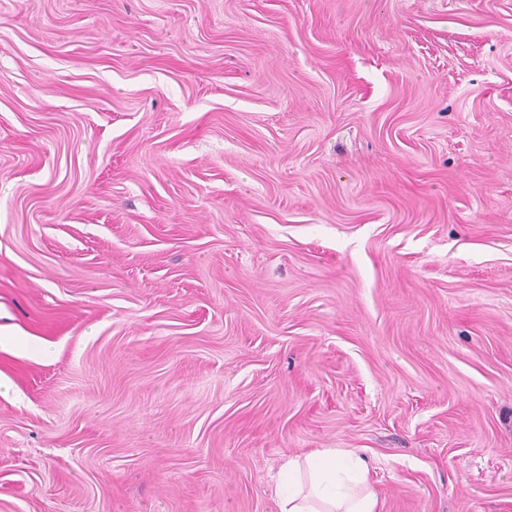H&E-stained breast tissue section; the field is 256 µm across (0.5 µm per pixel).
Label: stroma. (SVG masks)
Instances as JSON below:
<instances>
[{
  "mask_svg": "<svg viewBox=\"0 0 512 512\" xmlns=\"http://www.w3.org/2000/svg\"><path fill=\"white\" fill-rule=\"evenodd\" d=\"M512 512V0H0V512ZM273 489L277 512H379L373 460L345 448L285 455Z\"/></svg>",
  "mask_w": 512,
  "mask_h": 512,
  "instance_id": "1",
  "label": "stroma"
}]
</instances>
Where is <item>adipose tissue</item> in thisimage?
Here are the masks:
<instances>
[{
  "instance_id": "1",
  "label": "adipose tissue",
  "mask_w": 512,
  "mask_h": 512,
  "mask_svg": "<svg viewBox=\"0 0 512 512\" xmlns=\"http://www.w3.org/2000/svg\"><path fill=\"white\" fill-rule=\"evenodd\" d=\"M366 454L345 448H315L287 456L273 489L278 512H379Z\"/></svg>"
}]
</instances>
